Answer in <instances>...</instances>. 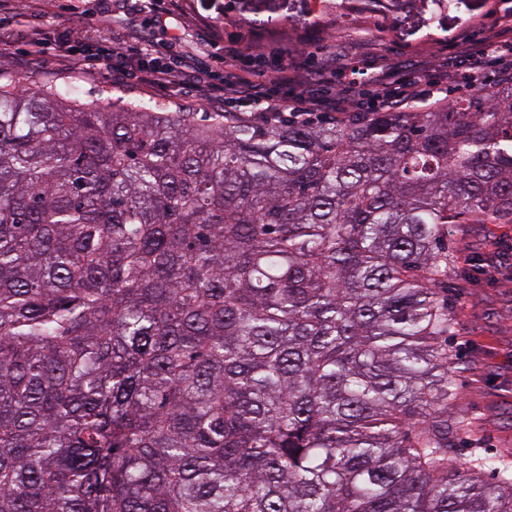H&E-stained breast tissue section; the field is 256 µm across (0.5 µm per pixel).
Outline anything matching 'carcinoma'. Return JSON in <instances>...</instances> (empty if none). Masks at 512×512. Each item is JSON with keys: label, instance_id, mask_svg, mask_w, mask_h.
Returning <instances> with one entry per match:
<instances>
[{"label": "carcinoma", "instance_id": "obj_1", "mask_svg": "<svg viewBox=\"0 0 512 512\" xmlns=\"http://www.w3.org/2000/svg\"><path fill=\"white\" fill-rule=\"evenodd\" d=\"M81 95L0 78V512H512L448 463L441 300L451 226L512 224V76L314 124Z\"/></svg>", "mask_w": 512, "mask_h": 512}]
</instances>
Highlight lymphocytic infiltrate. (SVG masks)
<instances>
[{
  "label": "lymphocytic infiltrate",
  "instance_id": "1",
  "mask_svg": "<svg viewBox=\"0 0 512 512\" xmlns=\"http://www.w3.org/2000/svg\"><path fill=\"white\" fill-rule=\"evenodd\" d=\"M501 20V28L488 38L460 40L456 53L464 65L482 74L494 63L499 64L501 73L512 71V15L503 14ZM340 73L346 80V86L344 96L339 98L308 90L305 78L298 73L282 77L285 90L281 93L269 92L240 75L226 82L224 104L230 109L255 104L263 107L265 113H285L292 122L306 124L313 122L319 114L330 119L336 113L354 111L356 98L362 86L367 84L375 86L382 109L393 111L430 100L458 78L456 70L444 62L410 71L393 82L355 66L341 67ZM208 79V72L195 60L183 57L155 69L149 76L154 84L174 85L187 92L205 86Z\"/></svg>",
  "mask_w": 512,
  "mask_h": 512
}]
</instances>
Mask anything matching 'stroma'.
<instances>
[{
    "instance_id": "stroma-1",
    "label": "stroma",
    "mask_w": 512,
    "mask_h": 512,
    "mask_svg": "<svg viewBox=\"0 0 512 512\" xmlns=\"http://www.w3.org/2000/svg\"><path fill=\"white\" fill-rule=\"evenodd\" d=\"M111 5L112 29L107 32L95 22L99 0H14L10 12H0V40L5 43L0 74L66 79L81 86L90 100L102 96L118 103H162L202 115L224 109V84L234 76L224 65L225 48L258 47L266 62L250 67L249 74L263 85L268 70L291 65L289 59L278 58L280 47H304L309 89L332 94L341 83L326 79L323 70L328 62L375 74L447 61L455 52L454 35L463 31L474 39L488 36L506 3L448 0L438 15L426 8L396 16L391 0H376V14L386 25L381 34L358 13L347 20L335 17L333 25H325L311 15L309 0H111ZM34 19L48 44L38 56L29 55L25 45L12 39ZM76 25L82 26L89 43L112 32L124 35L134 79L113 82L56 52V41ZM185 54L196 55L215 73L202 93L206 106H197L177 88H158L145 80L155 63ZM448 252L455 259L448 272V351L457 365L456 400L448 417L460 424L452 459L466 463L493 456L512 463V224L454 225Z\"/></svg>"
}]
</instances>
